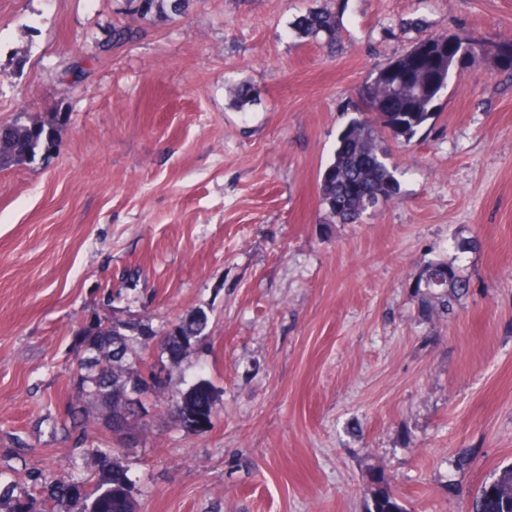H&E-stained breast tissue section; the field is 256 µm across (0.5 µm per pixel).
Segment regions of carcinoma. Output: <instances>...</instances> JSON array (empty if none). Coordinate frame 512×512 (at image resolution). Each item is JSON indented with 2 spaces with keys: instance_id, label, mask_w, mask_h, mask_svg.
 <instances>
[{
  "instance_id": "cac0c4a2",
  "label": "carcinoma",
  "mask_w": 512,
  "mask_h": 512,
  "mask_svg": "<svg viewBox=\"0 0 512 512\" xmlns=\"http://www.w3.org/2000/svg\"><path fill=\"white\" fill-rule=\"evenodd\" d=\"M130 4L143 17H167L185 13L190 0H130ZM291 27L302 38L336 48L340 20L331 10L311 8L297 16ZM480 46L483 55L512 68V47L503 49L487 42ZM456 65L455 58L448 56V35L432 34L380 67L358 88L363 109L339 134L333 157L321 175L320 200L331 222L360 224L369 212L396 198L399 181L383 133L411 140L433 116L435 102L448 86V67ZM63 122L59 114L44 119L20 112L12 123L0 126V169L14 167V158L23 151L31 153L35 161L44 159L54 149L56 132ZM468 287L454 263L429 264L414 285L421 290V317L430 320L448 315ZM208 325L209 317L202 309L170 321L160 330L141 318L105 321L95 316L88 320L80 329V350L93 360L77 363L73 383L81 385L84 393L65 406L61 431L86 432V409L93 406L112 432L130 433L144 417L140 411L142 396L163 383V378L142 365L133 352L145 349L146 340L157 336L160 355L177 363L193 344L208 337ZM114 453L112 447L94 444L82 449V460L98 470L95 482L84 477L76 461L66 471L38 472L31 477L39 488L36 495L14 494L12 482L0 471V512H126L121 494L133 489L135 480L114 460ZM368 512L408 509L383 490ZM472 512H512V466L481 487Z\"/></svg>"
}]
</instances>
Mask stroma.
Returning <instances> with one entry per match:
<instances>
[{"instance_id": "35a3bbf8", "label": "stroma", "mask_w": 512, "mask_h": 512, "mask_svg": "<svg viewBox=\"0 0 512 512\" xmlns=\"http://www.w3.org/2000/svg\"><path fill=\"white\" fill-rule=\"evenodd\" d=\"M309 8L339 14L335 57L291 32ZM432 33L511 43L512 0H194L147 19L127 0H0V124L68 115L48 157L0 170L16 492L81 445L53 432L80 325L197 309L208 338L163 365L116 457L138 512H367L381 489L468 512L512 465V72L477 56L451 76L411 142H390L400 194L364 223L320 204L358 87ZM438 259L470 288L424 320L413 284ZM197 384L203 432L164 410Z\"/></svg>"}]
</instances>
